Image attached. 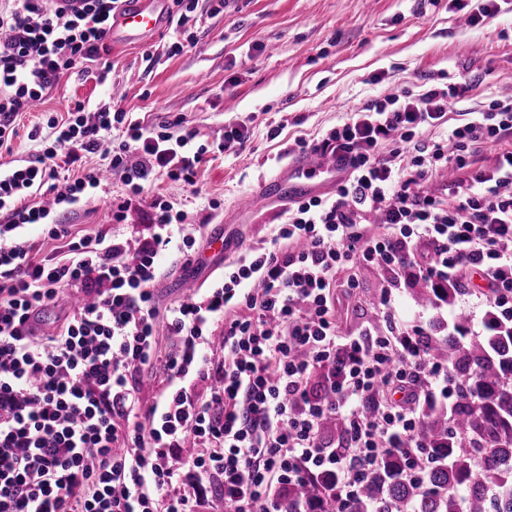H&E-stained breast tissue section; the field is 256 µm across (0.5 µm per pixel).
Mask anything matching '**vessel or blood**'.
<instances>
[{
	"mask_svg": "<svg viewBox=\"0 0 512 512\" xmlns=\"http://www.w3.org/2000/svg\"><path fill=\"white\" fill-rule=\"evenodd\" d=\"M169 9L168 0H126L112 17L109 35L121 45L153 39L167 26ZM348 173L345 155L306 154L289 161L278 176L263 182L252 202L260 206L278 194L303 198L320 189L334 188Z\"/></svg>",
	"mask_w": 512,
	"mask_h": 512,
	"instance_id": "vessel-or-blood-1",
	"label": "vessel or blood"
}]
</instances>
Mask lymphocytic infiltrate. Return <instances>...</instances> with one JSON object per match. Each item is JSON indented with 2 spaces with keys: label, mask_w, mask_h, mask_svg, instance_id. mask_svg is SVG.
Returning <instances> with one entry per match:
<instances>
[{
  "label": "lymphocytic infiltrate",
  "mask_w": 512,
  "mask_h": 512,
  "mask_svg": "<svg viewBox=\"0 0 512 512\" xmlns=\"http://www.w3.org/2000/svg\"><path fill=\"white\" fill-rule=\"evenodd\" d=\"M121 0H0V151L18 119L66 73L108 52ZM468 85L393 94L352 113L299 151L344 154L351 170L334 196L291 203L271 245L252 246L212 285L159 307L158 259L192 266L187 215L155 196L148 234H79L60 217L102 186L95 173L58 180L53 162L104 154L127 193L124 223L154 177L195 186L206 147L102 100L50 116L27 137L30 164L0 170V512H313L288 504L291 485L329 476L345 505L386 454L419 447L420 408L456 397L457 377L421 343L433 307L400 313L393 289L461 286L481 275L496 320L512 324V98H496L464 123L448 102ZM442 138L415 139L422 126ZM489 147V163L476 150ZM443 194L428 185L443 172ZM48 201H40V193ZM55 241L40 256L28 226ZM392 276L379 309L388 327L342 335L334 288L363 269ZM74 303L53 334L34 323L60 298ZM178 340L166 354L160 331ZM162 376L140 406L145 376ZM345 423L326 437L327 417Z\"/></svg>",
  "instance_id": "f902f5d3"
}]
</instances>
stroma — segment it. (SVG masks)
Instances as JSON below:
<instances>
[{
  "label": "stroma",
  "instance_id": "35a3bbf8",
  "mask_svg": "<svg viewBox=\"0 0 512 512\" xmlns=\"http://www.w3.org/2000/svg\"><path fill=\"white\" fill-rule=\"evenodd\" d=\"M189 26L194 40L176 55L168 52V32L111 49L108 84L97 81L95 63L64 75L21 123L42 124L50 113L108 96L136 119H182V132L209 149L196 186L154 179L122 231L148 232L151 201L161 194L187 213L186 231L199 250H206L211 229L223 225L228 263L248 245H270L284 222L287 201L259 208L248 201L288 162L296 139L317 142L354 109L388 94L470 83L472 91L448 114L452 126L465 122L466 112L512 94V0L471 29L450 0H230L218 14L200 0ZM240 125L249 130L242 150L218 152L225 131ZM123 192L121 174H112L64 223L86 232L108 228L110 202ZM161 264L165 274L154 292L163 306L222 273L209 265L185 269L169 256ZM387 286V272L376 267L359 287L337 286L342 333L378 323L376 299Z\"/></svg>",
  "mask_w": 512,
  "mask_h": 512
}]
</instances>
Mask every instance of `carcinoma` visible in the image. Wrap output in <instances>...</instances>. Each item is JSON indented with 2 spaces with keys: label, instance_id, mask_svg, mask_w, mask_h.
Wrapping results in <instances>:
<instances>
[{
  "label": "carcinoma",
  "instance_id": "cac0c4a2",
  "mask_svg": "<svg viewBox=\"0 0 512 512\" xmlns=\"http://www.w3.org/2000/svg\"><path fill=\"white\" fill-rule=\"evenodd\" d=\"M466 323L460 315L454 332L438 330L424 346L474 380L456 401L423 407L424 447L389 454L345 512H512V327L474 339Z\"/></svg>",
  "mask_w": 512,
  "mask_h": 512
}]
</instances>
